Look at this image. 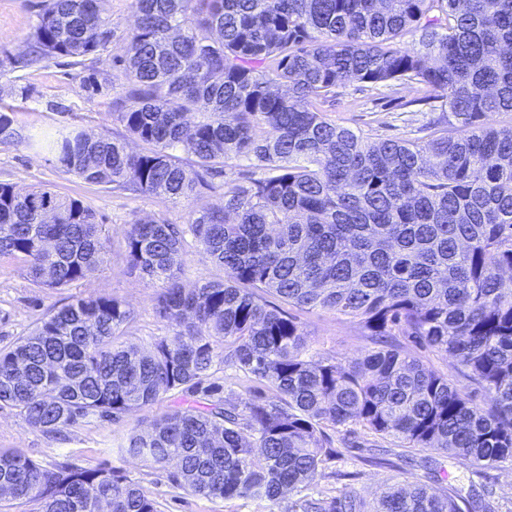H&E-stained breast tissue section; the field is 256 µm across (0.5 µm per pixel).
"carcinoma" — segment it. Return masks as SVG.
I'll list each match as a JSON object with an SVG mask.
<instances>
[{
  "instance_id": "cac0c4a2",
  "label": "carcinoma",
  "mask_w": 512,
  "mask_h": 512,
  "mask_svg": "<svg viewBox=\"0 0 512 512\" xmlns=\"http://www.w3.org/2000/svg\"><path fill=\"white\" fill-rule=\"evenodd\" d=\"M126 88L112 101L124 134L75 126L26 133L0 105V145L45 152L66 174L118 192L199 201L234 162L222 207L125 232L131 271L163 285L155 313L172 335L123 340L122 300L90 295L51 308L0 348V406L57 435L167 405L124 452L176 463L171 487L279 512H492V489L442 493L393 485L368 505L304 491L336 450L327 427L361 425L408 452L475 468L512 463V0H134ZM418 36L408 46L405 37ZM98 0H42L27 52L0 78L53 59L74 66L112 42ZM415 85L416 104L448 115L424 141L373 139L324 117L349 82ZM141 149H128L129 139ZM96 214L49 190L0 182V258L41 290H61L107 262ZM194 250L224 278L186 288ZM357 322L378 349L347 361L310 355L296 318L268 297ZM404 336L454 361L484 396L397 345ZM239 372L241 396L216 377ZM40 512H162L119 467L44 466L0 451V497Z\"/></svg>"
}]
</instances>
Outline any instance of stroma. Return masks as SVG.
<instances>
[{"label": "stroma", "instance_id": "35a3bbf8", "mask_svg": "<svg viewBox=\"0 0 512 512\" xmlns=\"http://www.w3.org/2000/svg\"><path fill=\"white\" fill-rule=\"evenodd\" d=\"M38 0H0V59L19 57L27 50ZM115 36L106 50L73 67L66 60L50 61L42 67L21 70L20 83L29 88L28 99L18 101L15 119L23 129H50L62 125L77 126L88 132H117L109 113L114 99L124 93L125 76L115 63L123 52V38L134 20L133 0H100ZM97 86H89V77ZM421 95L413 85L391 89L367 88L353 82L340 88L335 100L322 104L321 110L336 124L362 131L373 138L423 137L433 114L428 106L416 105ZM0 181L20 190L48 189L80 199L94 210L99 222L112 237L107 263L85 280L65 291L34 288L21 263L0 259V346L28 333L53 306L73 296L112 295L130 305L136 314L127 339L147 347L169 329L155 315L158 284L132 273L125 257L123 236L129 224L148 217H163L176 224L186 223L191 210L184 201H172L152 195L118 193L85 182L62 172L50 156L30 151L25 146L0 145ZM298 321L312 350L344 359H356L373 350L371 340L357 325L325 311L299 313ZM150 414L138 413L117 420L96 417L80 420L62 435L51 436L31 427L11 407L0 408V451H23L42 465L69 461L82 467L107 462L122 468L128 476L150 491L162 505V512H269V502L244 499H215L172 491L168 477L172 466L153 464L125 455L122 447L129 435L147 424ZM333 446L338 454L330 463L335 477L323 480L319 489L351 492L366 501H374L384 489L395 483H418L429 492L440 493V484L430 479L424 459L435 460L462 487L487 484L493 487L494 512H512V465L486 473L473 474L470 467L432 451L403 457L394 440L377 439L362 426L333 431ZM386 449L394 466L369 465L368 457L377 449Z\"/></svg>", "mask_w": 512, "mask_h": 512}]
</instances>
